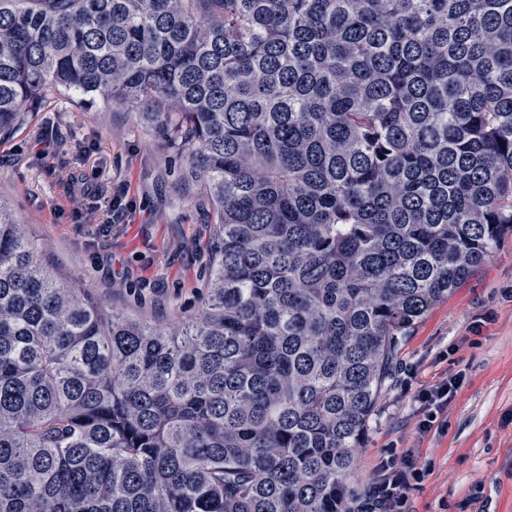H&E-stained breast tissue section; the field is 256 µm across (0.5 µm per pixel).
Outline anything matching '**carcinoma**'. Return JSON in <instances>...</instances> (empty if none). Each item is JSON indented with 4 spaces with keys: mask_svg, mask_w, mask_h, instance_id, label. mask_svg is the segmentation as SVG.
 I'll use <instances>...</instances> for the list:
<instances>
[{
    "mask_svg": "<svg viewBox=\"0 0 512 512\" xmlns=\"http://www.w3.org/2000/svg\"><path fill=\"white\" fill-rule=\"evenodd\" d=\"M138 111L219 245L165 330L0 201V512H351L399 337L512 234V0H0V136Z\"/></svg>",
    "mask_w": 512,
    "mask_h": 512,
    "instance_id": "cac0c4a2",
    "label": "carcinoma"
}]
</instances>
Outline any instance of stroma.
<instances>
[{
  "label": "stroma",
  "mask_w": 512,
  "mask_h": 512,
  "mask_svg": "<svg viewBox=\"0 0 512 512\" xmlns=\"http://www.w3.org/2000/svg\"><path fill=\"white\" fill-rule=\"evenodd\" d=\"M187 169L135 112L54 89L0 139V198L42 259L107 311L160 326L198 309L214 257L212 207ZM116 194L125 208L117 223ZM444 374L463 379L447 425L420 436L414 396ZM409 450L433 462L410 493L412 512H512L511 235L400 342L359 450L357 497L384 457Z\"/></svg>",
  "instance_id": "1"
}]
</instances>
